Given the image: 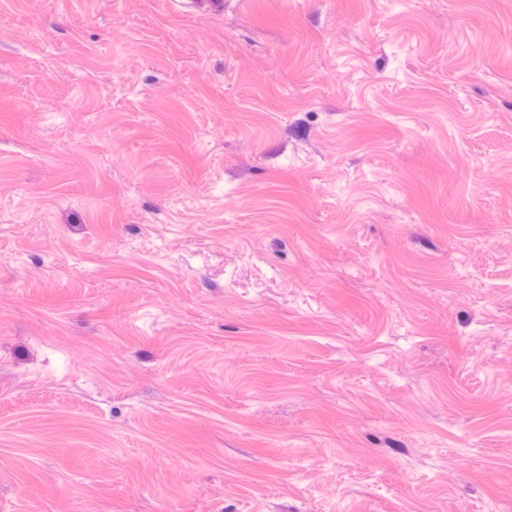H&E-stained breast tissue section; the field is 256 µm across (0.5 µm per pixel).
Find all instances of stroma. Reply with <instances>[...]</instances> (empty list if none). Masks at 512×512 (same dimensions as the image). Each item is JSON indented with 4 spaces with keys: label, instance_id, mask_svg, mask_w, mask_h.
<instances>
[{
    "label": "stroma",
    "instance_id": "stroma-1",
    "mask_svg": "<svg viewBox=\"0 0 512 512\" xmlns=\"http://www.w3.org/2000/svg\"><path fill=\"white\" fill-rule=\"evenodd\" d=\"M0 0V512H512V0Z\"/></svg>",
    "mask_w": 512,
    "mask_h": 512
}]
</instances>
